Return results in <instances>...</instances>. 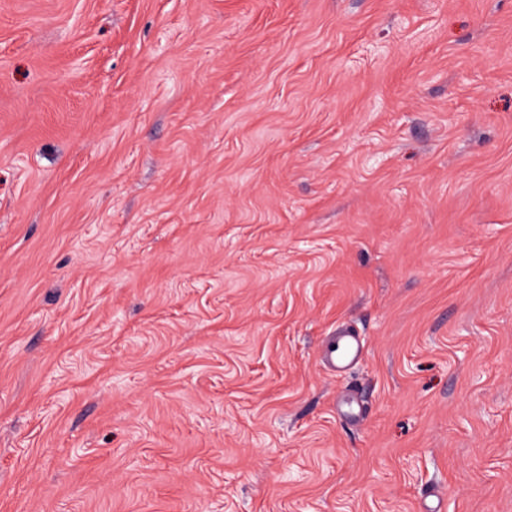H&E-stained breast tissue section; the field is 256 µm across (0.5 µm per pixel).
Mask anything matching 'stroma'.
Masks as SVG:
<instances>
[{"mask_svg":"<svg viewBox=\"0 0 512 512\" xmlns=\"http://www.w3.org/2000/svg\"><path fill=\"white\" fill-rule=\"evenodd\" d=\"M436 487L512 512V0H0V512ZM365 355L363 339L350 331L338 332L327 344L324 343L322 361L327 370L336 376H342L358 364Z\"/></svg>","mask_w":512,"mask_h":512,"instance_id":"stroma-1","label":"stroma"}]
</instances>
